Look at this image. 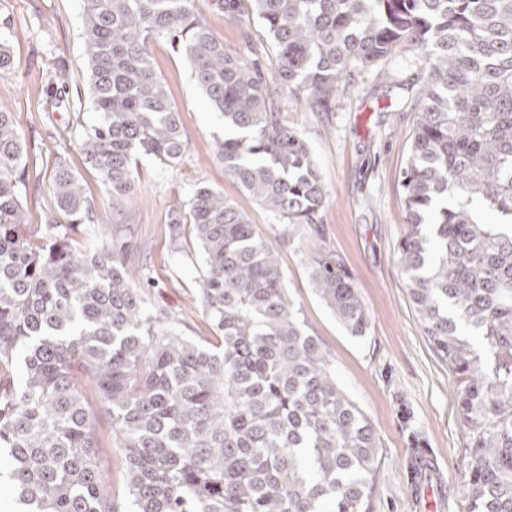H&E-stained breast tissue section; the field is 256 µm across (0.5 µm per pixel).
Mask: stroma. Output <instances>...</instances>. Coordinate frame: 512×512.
Segmentation results:
<instances>
[{
	"label": "stroma",
	"mask_w": 512,
	"mask_h": 512,
	"mask_svg": "<svg viewBox=\"0 0 512 512\" xmlns=\"http://www.w3.org/2000/svg\"><path fill=\"white\" fill-rule=\"evenodd\" d=\"M199 8L227 48L271 75L273 51L258 20L226 15L214 0H199ZM82 10V0H0V40L14 57L13 70L0 73V103L9 106L28 147L21 195L29 224L43 223L53 205L56 163L66 160L98 216L95 229L82 226L74 232V246H97L111 236L113 225H127V262L144 278L149 308L173 312L186 335L201 338L212 330L191 296L201 275L199 248L191 242L186 254H172L169 224L174 213L187 209L197 185L223 193L277 253L288 298L306 331L318 337L338 384L376 429L381 447L369 512H466L467 436L456 406L459 381L432 350L395 257L406 224L399 180L417 120L412 89L427 70L424 56L396 46L370 67L355 69L350 84L338 86L323 106L303 92L279 90L272 97L283 123L306 142L321 177L326 199L318 219L325 241L342 257L370 316L366 336L358 338L312 287L306 235L283 242L282 221L225 173L216 154L224 122L197 87L185 56L164 38L151 42L150 53L188 146L172 167L140 156L136 190L122 212H113L97 172L70 132L72 124L95 119L86 87ZM88 404L101 466L113 489H125L112 418L96 397ZM404 411L411 419L408 431L400 418ZM412 430L436 459L441 493L413 490L407 469Z\"/></svg>",
	"instance_id": "35a3bbf8"
}]
</instances>
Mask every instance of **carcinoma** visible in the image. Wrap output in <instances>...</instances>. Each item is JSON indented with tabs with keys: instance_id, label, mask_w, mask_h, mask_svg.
Segmentation results:
<instances>
[{
	"instance_id": "1",
	"label": "carcinoma",
	"mask_w": 512,
	"mask_h": 512,
	"mask_svg": "<svg viewBox=\"0 0 512 512\" xmlns=\"http://www.w3.org/2000/svg\"><path fill=\"white\" fill-rule=\"evenodd\" d=\"M252 14L274 47L271 79L224 47L197 0H83L88 96L97 114L80 147L117 208L138 155L163 164L187 148L152 40L189 61L233 134L224 170L286 222L322 241L325 191L304 141L270 98L322 104L354 65L400 44L428 60L400 187L406 231L396 262L437 356L457 375L467 433L466 512H512V0H217ZM27 144L0 105V479L14 512H367L379 438L336 382L317 337L288 300L276 254L224 195L195 189L189 236L198 301L213 335H182L148 311L124 232L84 252L70 232L97 220L59 163L55 209L29 232L18 187ZM317 294L353 336L369 316L342 257L308 253ZM487 344L476 351L473 337ZM91 383L118 427L127 495L100 467Z\"/></svg>"
}]
</instances>
